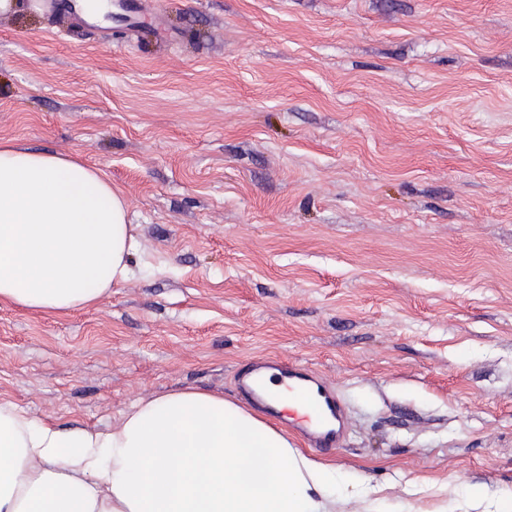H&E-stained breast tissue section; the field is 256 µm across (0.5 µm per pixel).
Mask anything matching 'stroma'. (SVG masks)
Listing matches in <instances>:
<instances>
[{"label":"stroma","instance_id":"1","mask_svg":"<svg viewBox=\"0 0 512 512\" xmlns=\"http://www.w3.org/2000/svg\"><path fill=\"white\" fill-rule=\"evenodd\" d=\"M0 15V139L123 192L133 274L0 305V403L106 426L238 401L263 355L335 384L389 512L512 491V0H124Z\"/></svg>","mask_w":512,"mask_h":512}]
</instances>
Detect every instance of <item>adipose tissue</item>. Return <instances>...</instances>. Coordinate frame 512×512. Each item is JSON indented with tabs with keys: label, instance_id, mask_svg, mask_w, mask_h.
Here are the masks:
<instances>
[{
	"label": "adipose tissue",
	"instance_id": "adipose-tissue-1",
	"mask_svg": "<svg viewBox=\"0 0 512 512\" xmlns=\"http://www.w3.org/2000/svg\"><path fill=\"white\" fill-rule=\"evenodd\" d=\"M125 198L75 157L0 141V303L66 314L130 274ZM375 487L310 458L287 432L196 390L63 429L0 404V512H378Z\"/></svg>",
	"mask_w": 512,
	"mask_h": 512
}]
</instances>
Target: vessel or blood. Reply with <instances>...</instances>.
I'll return each instance as SVG.
<instances>
[{"label":"vessel or blood","instance_id":"obj_1","mask_svg":"<svg viewBox=\"0 0 512 512\" xmlns=\"http://www.w3.org/2000/svg\"><path fill=\"white\" fill-rule=\"evenodd\" d=\"M264 370L277 371L280 378L288 382L289 398L299 408L291 421L293 429L320 450L343 444L350 427V415L337 390L310 369L278 360L258 359L251 361L239 377L242 394L257 406L262 400L250 381Z\"/></svg>","mask_w":512,"mask_h":512}]
</instances>
